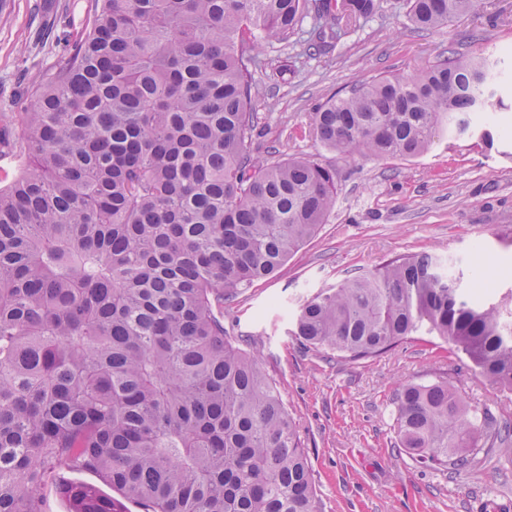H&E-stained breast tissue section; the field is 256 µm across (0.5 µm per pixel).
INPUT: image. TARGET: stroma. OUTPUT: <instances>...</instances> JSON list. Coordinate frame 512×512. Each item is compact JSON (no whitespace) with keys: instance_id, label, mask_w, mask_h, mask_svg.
Returning <instances> with one entry per match:
<instances>
[{"instance_id":"obj_1","label":"stroma","mask_w":512,"mask_h":512,"mask_svg":"<svg viewBox=\"0 0 512 512\" xmlns=\"http://www.w3.org/2000/svg\"><path fill=\"white\" fill-rule=\"evenodd\" d=\"M0 0V138L19 141L28 84L82 34L88 0ZM406 0L353 28L335 52L309 55L289 41L266 43L254 80L263 118L256 155L310 157L335 169V208L309 241L270 277L222 311L228 337L255 355L277 384L307 448L324 512H494L512 507V447L478 454L457 474L416 463L395 445L394 397L408 383L445 377L467 405L512 422V392L490 385L449 344L407 340L352 361L309 349L292 336L293 318L317 291L405 254L428 252L478 264L482 281L512 287V138L486 148L478 137L436 132L410 158L326 151L310 122L334 96L374 77H407L444 52L503 59L501 93L512 104V0H481L480 14L440 31L413 28ZM56 38L36 47L40 14ZM287 74H279L282 64Z\"/></svg>"}]
</instances>
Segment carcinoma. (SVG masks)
<instances>
[{"label": "carcinoma", "mask_w": 512, "mask_h": 512, "mask_svg": "<svg viewBox=\"0 0 512 512\" xmlns=\"http://www.w3.org/2000/svg\"><path fill=\"white\" fill-rule=\"evenodd\" d=\"M419 29L477 0H407ZM380 0H89L84 35L29 88L21 171L0 189V512H323L275 383L218 309L272 275L336 205V172L254 157L257 40L336 47ZM497 63L448 55L358 83L311 120L321 145L415 157L471 136L503 100ZM405 255L309 298L293 335L351 360L436 336L512 392V290ZM397 447L438 470L512 443L446 378L396 394Z\"/></svg>", "instance_id": "1"}]
</instances>
